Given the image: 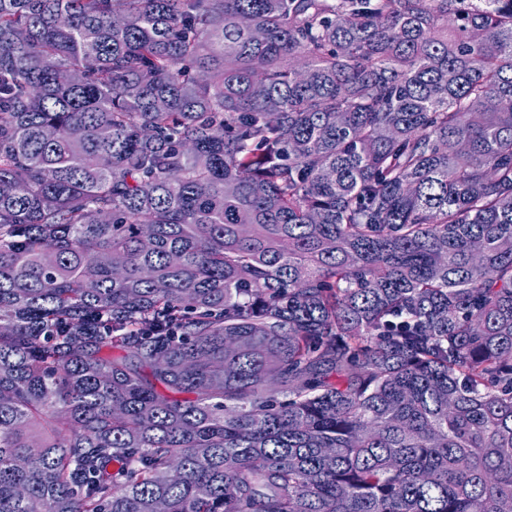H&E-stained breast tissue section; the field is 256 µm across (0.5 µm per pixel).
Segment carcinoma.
Masks as SVG:
<instances>
[{
	"label": "carcinoma",
	"mask_w": 512,
	"mask_h": 512,
	"mask_svg": "<svg viewBox=\"0 0 512 512\" xmlns=\"http://www.w3.org/2000/svg\"><path fill=\"white\" fill-rule=\"evenodd\" d=\"M0 512L512 503V0H0Z\"/></svg>",
	"instance_id": "carcinoma-1"
}]
</instances>
